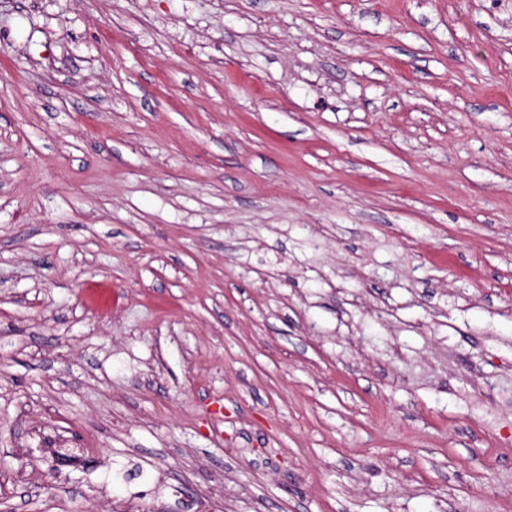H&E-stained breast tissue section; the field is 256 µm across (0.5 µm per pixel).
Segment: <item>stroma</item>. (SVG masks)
Wrapping results in <instances>:
<instances>
[{
    "instance_id": "35a3bbf8",
    "label": "stroma",
    "mask_w": 512,
    "mask_h": 512,
    "mask_svg": "<svg viewBox=\"0 0 512 512\" xmlns=\"http://www.w3.org/2000/svg\"><path fill=\"white\" fill-rule=\"evenodd\" d=\"M0 499L512 512V0H0Z\"/></svg>"
}]
</instances>
